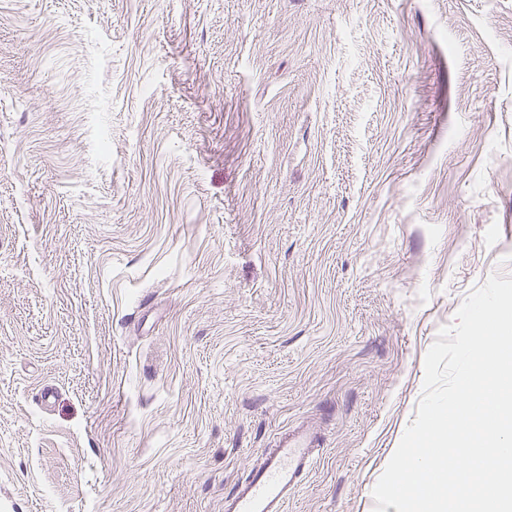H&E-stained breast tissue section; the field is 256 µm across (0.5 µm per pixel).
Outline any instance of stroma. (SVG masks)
<instances>
[{"instance_id":"1","label":"stroma","mask_w":512,"mask_h":512,"mask_svg":"<svg viewBox=\"0 0 512 512\" xmlns=\"http://www.w3.org/2000/svg\"><path fill=\"white\" fill-rule=\"evenodd\" d=\"M495 273L512 0H0V512H374ZM320 440L315 428L306 427L263 448L252 475L224 498V512H285L310 472Z\"/></svg>"}]
</instances>
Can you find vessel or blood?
Instances as JSON below:
<instances>
[{"instance_id": "b4317fda", "label": "vessel or blood", "mask_w": 512, "mask_h": 512, "mask_svg": "<svg viewBox=\"0 0 512 512\" xmlns=\"http://www.w3.org/2000/svg\"><path fill=\"white\" fill-rule=\"evenodd\" d=\"M320 434L312 427L286 434L263 449L252 475L224 499V512H285L317 456Z\"/></svg>"}]
</instances>
